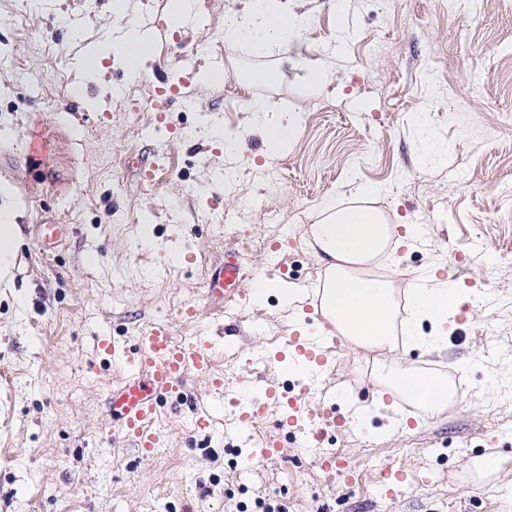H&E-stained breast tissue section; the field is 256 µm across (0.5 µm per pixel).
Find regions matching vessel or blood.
I'll return each instance as SVG.
<instances>
[{
	"label": "vessel or blood",
	"instance_id": "b4317fda",
	"mask_svg": "<svg viewBox=\"0 0 512 512\" xmlns=\"http://www.w3.org/2000/svg\"><path fill=\"white\" fill-rule=\"evenodd\" d=\"M243 280L244 270L238 254L228 251L223 262L212 268L208 288L227 298L245 301L249 295L242 286ZM341 341L334 325L327 321L318 339L296 333L290 336L288 345L295 359L321 371ZM99 346L121 372L120 380L110 391V404L119 415L121 433L144 457L152 455L160 444L154 422L163 401L183 395L186 376L191 372L207 375L212 383L209 406L193 411L196 429H208L213 412L224 408L231 409L237 429H252L266 417L270 405L279 404L289 427L300 434L305 446L313 447L322 440L326 428L336 423L334 413L307 402L305 394L283 397L272 380L266 385L263 399H256L254 377L249 373L237 380L241 394L225 398L224 374L217 365V347L208 333L199 334L189 343H178L167 327L154 323L140 331L133 343L107 337ZM406 480L405 471L385 469L378 478L381 496L395 498Z\"/></svg>",
	"mask_w": 512,
	"mask_h": 512
}]
</instances>
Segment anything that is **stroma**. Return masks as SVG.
<instances>
[{
	"instance_id": "obj_1",
	"label": "stroma",
	"mask_w": 512,
	"mask_h": 512,
	"mask_svg": "<svg viewBox=\"0 0 512 512\" xmlns=\"http://www.w3.org/2000/svg\"><path fill=\"white\" fill-rule=\"evenodd\" d=\"M109 2L0 0V182L12 188L0 204L24 237L15 285L0 288V512H512V0H347L341 34L333 0H309L313 20L288 51L224 48L218 87L202 82L211 61L201 48L221 37L234 0H197L179 29L170 0H121L118 13ZM87 12L99 28H84ZM147 22L158 27L148 76L86 61V50ZM302 58L328 66L331 84L312 91ZM262 66L279 68L277 85L249 84ZM163 79L180 96L155 123L142 91ZM253 97L298 117L294 142L272 160L252 130ZM216 123L240 139L238 157L211 139ZM361 185L381 188L371 205L387 223L427 230L422 245L382 262L395 289L437 264L484 297L468 322L449 325L446 351L406 354L418 370L466 374L460 399L404 426L351 420L319 448L273 407L260 431L278 435L283 453L249 464L229 411L194 429L189 405L206 403L210 384L192 373L184 398L162 407L154 454L123 444L108 405L120 371L96 341L132 340L185 298L196 316L174 326L177 338L233 322L218 361L225 391L266 353L283 393L308 383L326 404L372 405L376 354L345 346L333 371L283 374L289 325L312 334L317 317L274 294L228 309L207 287L232 247L267 277L308 288L327 270L311 234L319 204H359ZM249 202L259 205L252 224L227 223ZM47 222L69 228L49 252L37 246ZM492 371L501 382L488 395ZM488 455L501 469L477 480L469 464ZM326 461L346 463L353 481ZM390 466L415 475L393 500L376 487Z\"/></svg>"
}]
</instances>
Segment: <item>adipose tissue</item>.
<instances>
[{
    "label": "adipose tissue",
    "instance_id": "adipose-tissue-1",
    "mask_svg": "<svg viewBox=\"0 0 512 512\" xmlns=\"http://www.w3.org/2000/svg\"><path fill=\"white\" fill-rule=\"evenodd\" d=\"M300 0H241L224 21V41L243 46L257 57L283 49L297 38L310 22L309 12L300 10ZM153 52V45L139 29L130 28L109 40L100 55L122 62L134 77H142V65ZM249 111L255 112V126L265 154L274 159L294 141L298 122L294 114L271 116L264 101L251 99ZM320 210L325 218L313 225L315 243L329 261L330 286L324 294V313L334 320L353 346L376 350L390 347L395 328H402L407 347H421L432 353L446 346V325L455 317L461 292L438 277L437 267L424 269L408 285L405 318H398L395 290L390 281L354 275L350 267L381 254L390 240V229L381 213L370 207L340 209L324 202ZM435 332L418 335L422 323ZM377 378L386 387L402 394L412 405L432 411L447 407L448 381L427 378L416 369L397 363L380 365Z\"/></svg>",
    "mask_w": 512,
    "mask_h": 512
}]
</instances>
